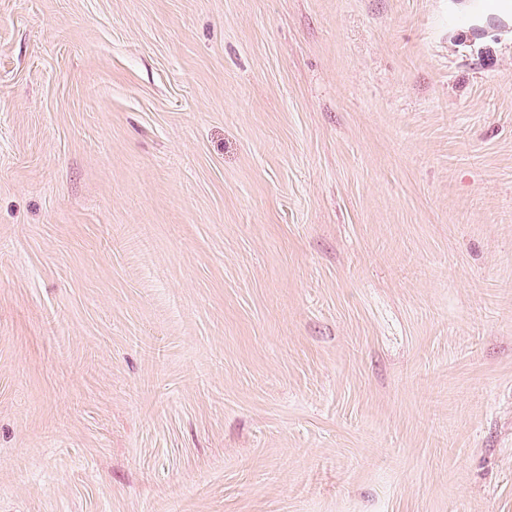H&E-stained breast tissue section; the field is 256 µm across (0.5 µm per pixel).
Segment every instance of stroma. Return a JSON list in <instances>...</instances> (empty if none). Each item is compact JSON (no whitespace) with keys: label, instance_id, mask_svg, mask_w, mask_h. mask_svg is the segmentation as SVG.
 Listing matches in <instances>:
<instances>
[{"label":"stroma","instance_id":"1","mask_svg":"<svg viewBox=\"0 0 512 512\" xmlns=\"http://www.w3.org/2000/svg\"><path fill=\"white\" fill-rule=\"evenodd\" d=\"M0 512H512V11L0 0Z\"/></svg>","mask_w":512,"mask_h":512}]
</instances>
